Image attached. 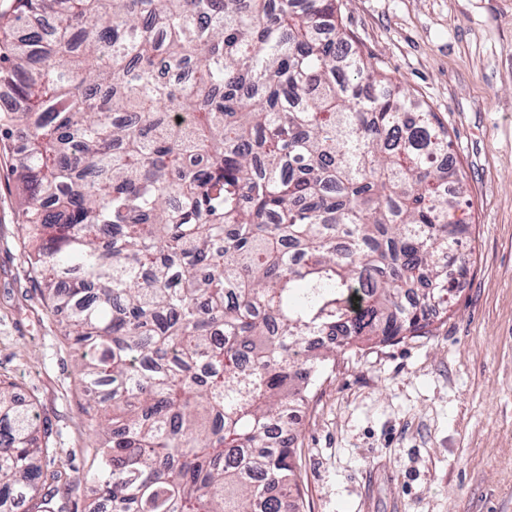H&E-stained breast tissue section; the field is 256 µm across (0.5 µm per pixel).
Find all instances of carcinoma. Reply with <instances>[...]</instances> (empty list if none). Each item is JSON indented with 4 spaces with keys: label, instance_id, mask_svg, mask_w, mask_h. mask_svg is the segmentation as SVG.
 I'll use <instances>...</instances> for the list:
<instances>
[{
    "label": "carcinoma",
    "instance_id": "1",
    "mask_svg": "<svg viewBox=\"0 0 512 512\" xmlns=\"http://www.w3.org/2000/svg\"><path fill=\"white\" fill-rule=\"evenodd\" d=\"M337 0H16L0 86L22 236L99 440L84 512H303L291 435L331 352L448 318V130ZM37 405L0 375V512H63Z\"/></svg>",
    "mask_w": 512,
    "mask_h": 512
}]
</instances>
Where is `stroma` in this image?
Listing matches in <instances>:
<instances>
[{
	"label": "stroma",
	"mask_w": 512,
	"mask_h": 512,
	"mask_svg": "<svg viewBox=\"0 0 512 512\" xmlns=\"http://www.w3.org/2000/svg\"><path fill=\"white\" fill-rule=\"evenodd\" d=\"M352 45L435 112L466 186V259L429 334L337 354L300 413L304 512H512V0H343ZM0 142V375L85 472L92 422L44 305Z\"/></svg>",
	"instance_id": "obj_1"
}]
</instances>
